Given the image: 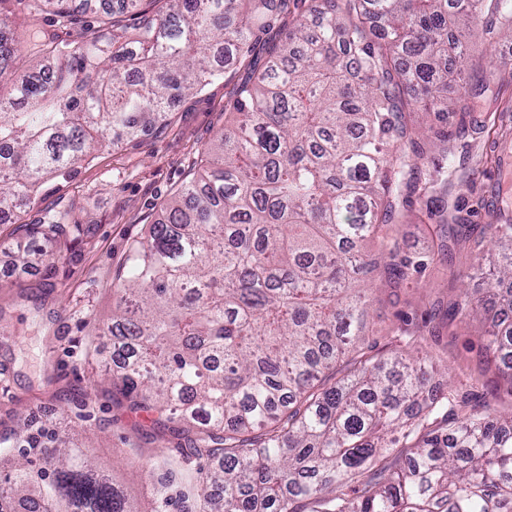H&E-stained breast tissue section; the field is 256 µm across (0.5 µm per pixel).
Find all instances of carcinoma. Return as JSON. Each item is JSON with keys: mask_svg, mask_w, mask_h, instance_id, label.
Listing matches in <instances>:
<instances>
[{"mask_svg": "<svg viewBox=\"0 0 512 512\" xmlns=\"http://www.w3.org/2000/svg\"><path fill=\"white\" fill-rule=\"evenodd\" d=\"M13 15L28 27L0 39V221L225 67L247 73L116 289L112 384L184 442L156 467L152 512H512V408L478 396L493 370L512 397V211L484 234L490 288L458 271L447 310L484 323L480 375L431 384L442 321L392 328L386 355L367 334L376 290L422 287L470 239L448 223V171L418 182L421 142L446 152L449 134L413 114L453 110L466 31L484 21L489 47L511 40L512 0H320L292 21L288 0H122L99 33L75 0H0V29ZM24 56L36 64L16 79ZM415 194L432 246L407 253L398 220ZM70 214L24 225L15 262L79 231ZM4 461L0 512H133L62 428L0 435Z\"/></svg>", "mask_w": 512, "mask_h": 512, "instance_id": "cac0c4a2", "label": "carcinoma"}]
</instances>
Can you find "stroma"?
I'll use <instances>...</instances> for the list:
<instances>
[{"label": "stroma", "instance_id": "obj_1", "mask_svg": "<svg viewBox=\"0 0 512 512\" xmlns=\"http://www.w3.org/2000/svg\"><path fill=\"white\" fill-rule=\"evenodd\" d=\"M467 46L472 62L467 84L491 87L483 95H469V112L479 117L504 111L506 101H512V68L503 62L486 67L480 32L469 36ZM226 92L218 79L204 93L177 101L166 126L97 152L69 176L48 178L19 222L0 224L1 245L20 237L23 225L69 203L80 226L79 233L54 246L52 258L29 267L0 252V432H10L23 420L43 428L65 419L86 454L127 492L137 512H150L143 488L154 464L173 453L177 440L157 424L156 414L130 410L119 391L102 380L112 367L107 326L113 290L132 244L223 127ZM451 162L459 174L448 182L449 202H461L466 223H494V209L481 207L478 200L512 174L486 161L482 139L463 133L453 137L449 151L429 149L420 176L429 179ZM425 278L431 292L380 293L373 311L378 343H385L391 327L422 326L432 296L448 304L456 300L448 262L434 261ZM481 332L475 320L445 327L435 350L439 364L477 368Z\"/></svg>", "mask_w": 512, "mask_h": 512}]
</instances>
